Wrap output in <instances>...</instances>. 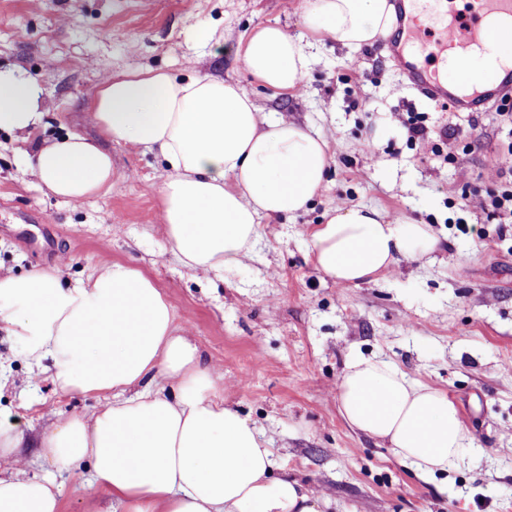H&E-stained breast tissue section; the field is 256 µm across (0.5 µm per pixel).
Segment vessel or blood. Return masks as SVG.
<instances>
[{
  "mask_svg": "<svg viewBox=\"0 0 512 512\" xmlns=\"http://www.w3.org/2000/svg\"><path fill=\"white\" fill-rule=\"evenodd\" d=\"M396 0V29L388 38L391 59L407 83L424 97L451 103L458 112H483L512 89V68L497 58L489 63L502 71L499 83H478L463 62L474 50H488L512 40V28L483 24V17L512 16V0H477L469 15L449 13L420 22Z\"/></svg>",
  "mask_w": 512,
  "mask_h": 512,
  "instance_id": "obj_1",
  "label": "vessel or blood"
}]
</instances>
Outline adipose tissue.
Segmentation results:
<instances>
[{
  "label": "adipose tissue",
  "mask_w": 512,
  "mask_h": 512,
  "mask_svg": "<svg viewBox=\"0 0 512 512\" xmlns=\"http://www.w3.org/2000/svg\"><path fill=\"white\" fill-rule=\"evenodd\" d=\"M390 0H306L308 29L357 49L386 37ZM309 45L282 27L254 31L240 52L264 86L297 89ZM43 88L22 70L0 71V131L40 128ZM85 117L104 138L157 149L170 173L162 183L161 222L189 269L221 274L252 246L260 216H292L322 188L327 140L292 118L264 117L234 82L181 81L161 69L107 79ZM41 188L65 200L109 192L112 156L98 140L71 133L27 159ZM430 225L382 210L338 207L311 234L318 269L340 285H359L401 260L435 253ZM35 364L51 361L64 392L111 393L92 418L53 422L39 442L61 470L88 463L113 512H321L307 485L273 477L267 440L217 394L220 372L175 324L171 302L138 269L104 261L71 283L60 268L0 277V328ZM339 410L354 429L388 444L420 473L442 474L471 450L447 395L411 382L393 365L357 359L338 386ZM24 436L0 425V512H62L60 487L23 472Z\"/></svg>",
  "instance_id": "adipose-tissue-1"
}]
</instances>
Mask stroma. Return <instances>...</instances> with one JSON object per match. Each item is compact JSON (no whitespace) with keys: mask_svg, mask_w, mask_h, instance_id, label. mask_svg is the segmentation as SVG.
Returning <instances> with one entry per match:
<instances>
[{"mask_svg":"<svg viewBox=\"0 0 512 512\" xmlns=\"http://www.w3.org/2000/svg\"><path fill=\"white\" fill-rule=\"evenodd\" d=\"M304 9V0H0V70L36 77L46 112L31 134L0 132V276L58 266L76 281L106 260L140 270L204 363L221 370L225 404L264 433L275 475L309 485L328 499L326 512H512V224L451 203L463 188L499 185L490 160L512 144V122L495 105L456 112L424 98L382 41L350 50L321 39L296 91L265 87L238 50L265 25L307 36ZM142 68L233 81L263 112L329 142L319 194L296 216L259 217L250 252L224 275L196 274L173 253L158 152L107 143L119 173L111 191L72 202L41 190L24 162L56 137L98 136L83 119L87 101L107 77ZM397 112L427 113L428 139L408 141ZM353 205L430 225L439 250L371 282L336 284L315 268L309 239L327 211ZM359 356L444 392L471 455L448 475L423 477L353 430L336 395ZM0 371V420L28 440V475L61 484L63 512H112L84 471L58 470L36 449L51 422L92 417L106 395L60 391L3 329Z\"/></svg>","mask_w":512,"mask_h":512,"instance_id":"35a3bbf8","label":"stroma"}]
</instances>
